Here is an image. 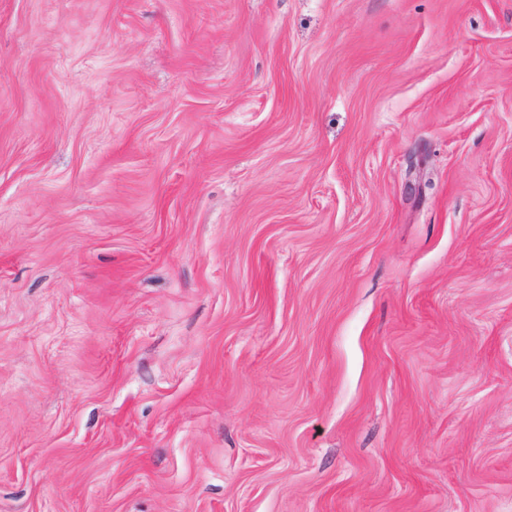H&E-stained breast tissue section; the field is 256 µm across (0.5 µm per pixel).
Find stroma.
<instances>
[{"mask_svg":"<svg viewBox=\"0 0 512 512\" xmlns=\"http://www.w3.org/2000/svg\"><path fill=\"white\" fill-rule=\"evenodd\" d=\"M0 512H512V0H0Z\"/></svg>","mask_w":512,"mask_h":512,"instance_id":"obj_1","label":"stroma"}]
</instances>
